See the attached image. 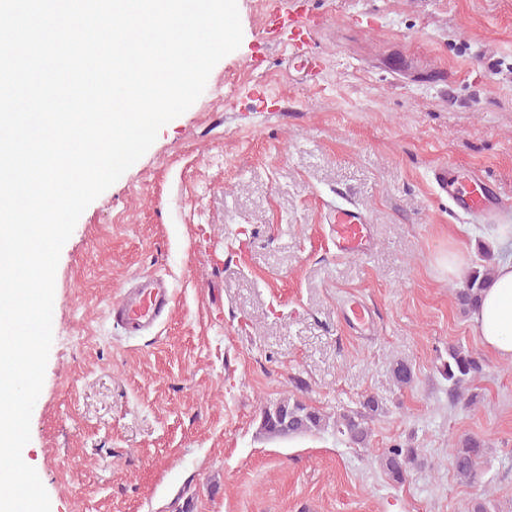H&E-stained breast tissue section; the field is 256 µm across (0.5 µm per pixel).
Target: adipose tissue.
<instances>
[{"label": "adipose tissue", "instance_id": "adipose-tissue-1", "mask_svg": "<svg viewBox=\"0 0 512 512\" xmlns=\"http://www.w3.org/2000/svg\"><path fill=\"white\" fill-rule=\"evenodd\" d=\"M474 330L502 360L512 361V259L500 262L471 314Z\"/></svg>", "mask_w": 512, "mask_h": 512}]
</instances>
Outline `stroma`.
I'll return each mask as SVG.
<instances>
[{
	"label": "stroma",
	"instance_id": "stroma-1",
	"mask_svg": "<svg viewBox=\"0 0 512 512\" xmlns=\"http://www.w3.org/2000/svg\"><path fill=\"white\" fill-rule=\"evenodd\" d=\"M302 2L318 27L294 52L265 0H237L239 47L61 249L22 450L50 512H469L481 494L512 512V362L457 300L512 257L497 240L512 215L461 213L432 182L459 167L512 206V0ZM350 204L373 239L360 258L333 243L331 211ZM147 275L170 282L172 307L128 337L107 310ZM351 298L371 333L345 321ZM459 345L483 360L470 409L439 372ZM370 396L382 409L367 444L330 427L259 433L266 404L300 398L333 418ZM468 435L487 448L472 483L450 459ZM396 444L419 452L401 485L379 464Z\"/></svg>",
	"mask_w": 512,
	"mask_h": 512
}]
</instances>
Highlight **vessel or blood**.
Listing matches in <instances>:
<instances>
[{"label": "vessel or blood", "instance_id": "b4317fda", "mask_svg": "<svg viewBox=\"0 0 512 512\" xmlns=\"http://www.w3.org/2000/svg\"><path fill=\"white\" fill-rule=\"evenodd\" d=\"M289 0H272L270 12L275 18H287L304 33L314 30L315 25L307 16L291 12ZM433 177L441 190L447 191L459 208L471 214H486L500 208L502 200L494 195L487 183L479 178H466L449 174L447 167L434 170ZM332 231L337 250L344 255L367 254L370 226L363 211L353 206H339L333 212ZM173 292L167 281L147 278L126 289L122 297L113 302L108 316L126 334L135 336L152 330L170 310ZM346 319L357 331L369 332L374 327L371 309L362 301L351 300L346 308Z\"/></svg>", "mask_w": 512, "mask_h": 512}]
</instances>
